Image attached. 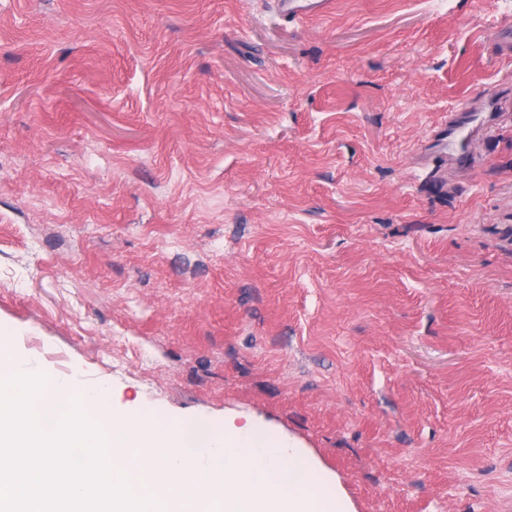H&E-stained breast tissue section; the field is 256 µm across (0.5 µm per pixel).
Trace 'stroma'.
Returning <instances> with one entry per match:
<instances>
[{
  "label": "stroma",
  "mask_w": 512,
  "mask_h": 512,
  "mask_svg": "<svg viewBox=\"0 0 512 512\" xmlns=\"http://www.w3.org/2000/svg\"><path fill=\"white\" fill-rule=\"evenodd\" d=\"M512 0H0V352L285 434L357 512H512ZM498 104L472 161L434 133Z\"/></svg>",
  "instance_id": "35a3bbf8"
}]
</instances>
